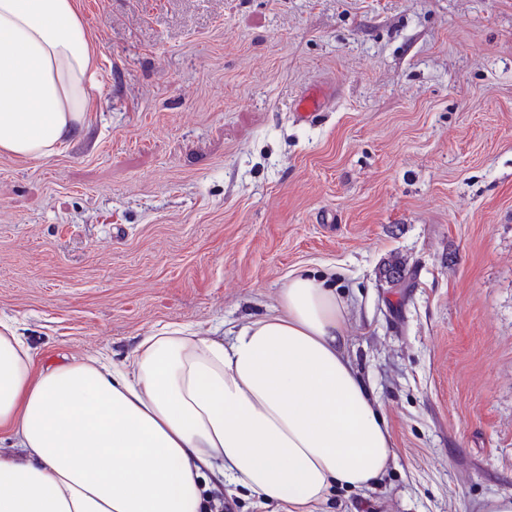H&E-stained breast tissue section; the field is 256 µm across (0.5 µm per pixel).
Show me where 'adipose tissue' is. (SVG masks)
I'll list each match as a JSON object with an SVG mask.
<instances>
[{
	"mask_svg": "<svg viewBox=\"0 0 512 512\" xmlns=\"http://www.w3.org/2000/svg\"><path fill=\"white\" fill-rule=\"evenodd\" d=\"M98 51L77 0H0V153L51 157L94 103ZM346 306L310 272L224 336L184 325L121 364L38 367L0 320V512H207L210 492L325 512L378 484L388 421L349 353Z\"/></svg>",
	"mask_w": 512,
	"mask_h": 512,
	"instance_id": "obj_1",
	"label": "adipose tissue"
}]
</instances>
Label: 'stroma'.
Instances as JSON below:
<instances>
[{
    "instance_id": "1",
    "label": "stroma",
    "mask_w": 512,
    "mask_h": 512,
    "mask_svg": "<svg viewBox=\"0 0 512 512\" xmlns=\"http://www.w3.org/2000/svg\"><path fill=\"white\" fill-rule=\"evenodd\" d=\"M79 3L101 75L83 130L0 154V318L36 364L245 322L308 270L346 299L394 441L328 512L511 494L512 0ZM394 258L412 288L386 283ZM325 102V95L321 90L309 92L300 97L296 104V116L302 122H312L319 114Z\"/></svg>"
}]
</instances>
